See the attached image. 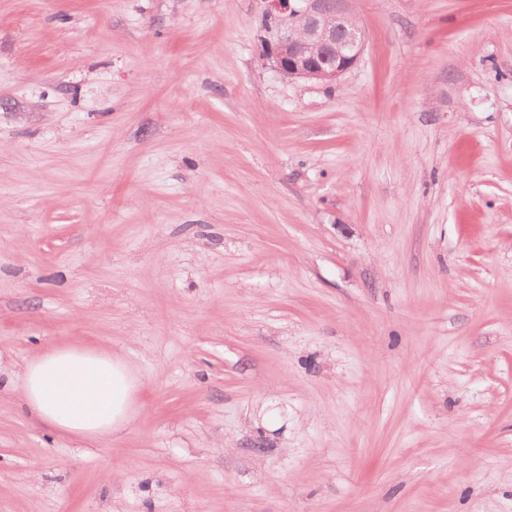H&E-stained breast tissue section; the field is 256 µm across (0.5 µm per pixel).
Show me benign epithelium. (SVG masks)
<instances>
[{"instance_id": "7a95c632", "label": "benign epithelium", "mask_w": 512, "mask_h": 512, "mask_svg": "<svg viewBox=\"0 0 512 512\" xmlns=\"http://www.w3.org/2000/svg\"><path fill=\"white\" fill-rule=\"evenodd\" d=\"M279 18L270 56L287 77L334 82L359 60L365 45L362 29L335 12L332 0H269Z\"/></svg>"}]
</instances>
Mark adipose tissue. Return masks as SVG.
I'll list each match as a JSON object with an SVG mask.
<instances>
[{"label":"adipose tissue","instance_id":"adipose-tissue-1","mask_svg":"<svg viewBox=\"0 0 512 512\" xmlns=\"http://www.w3.org/2000/svg\"><path fill=\"white\" fill-rule=\"evenodd\" d=\"M19 375L23 406L61 437H107L138 414L140 377L104 349L62 344L32 355Z\"/></svg>","mask_w":512,"mask_h":512}]
</instances>
